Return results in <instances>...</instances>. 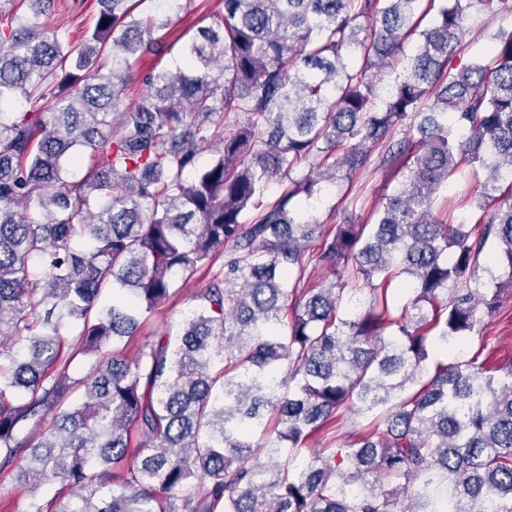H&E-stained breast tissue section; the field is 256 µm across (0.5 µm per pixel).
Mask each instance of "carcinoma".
<instances>
[{
  "label": "carcinoma",
  "mask_w": 512,
  "mask_h": 512,
  "mask_svg": "<svg viewBox=\"0 0 512 512\" xmlns=\"http://www.w3.org/2000/svg\"><path fill=\"white\" fill-rule=\"evenodd\" d=\"M5 2L0 331L24 343L0 342V473L71 486L55 512H512V363L428 365L499 306L492 266L512 288V194L495 196L512 187V31L448 69L469 11L512 0H448L425 29L435 0H224L115 126L130 59L167 52L145 0H98L66 45L22 21L48 0ZM53 90L52 112L15 111ZM227 113L246 117L229 135ZM377 149L402 176L374 223L345 219L307 254L320 225L300 203ZM466 169L484 175L476 237L435 216ZM226 246L179 331L127 359L141 317ZM312 262L336 282L300 287ZM66 344L96 357L79 401ZM348 407L368 424L341 458L295 464ZM47 417L37 443L19 437Z\"/></svg>",
  "instance_id": "carcinoma-1"
}]
</instances>
